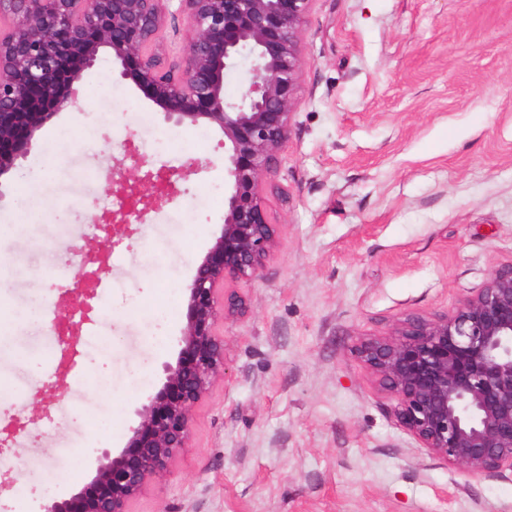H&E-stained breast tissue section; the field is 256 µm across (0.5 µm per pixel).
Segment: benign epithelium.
Returning a JSON list of instances; mask_svg holds the SVG:
<instances>
[{"label":"benign epithelium","mask_w":512,"mask_h":512,"mask_svg":"<svg viewBox=\"0 0 512 512\" xmlns=\"http://www.w3.org/2000/svg\"><path fill=\"white\" fill-rule=\"evenodd\" d=\"M166 0H0L9 20L0 36V176L28 155L36 133L73 104V86L106 52L119 76L145 90L164 121L207 124L224 136V224L188 287L175 363L136 410L126 446L101 452L94 475L67 499L45 498L41 512H127L149 481L162 482L188 447L192 411L224 375L218 318L246 303L219 288L255 281L277 246L278 224L265 191L291 135L299 104L303 31L314 0H180L186 44L168 62L156 51ZM246 58L237 101L224 97V75ZM122 186L125 203L96 223L102 242L141 218L138 205L168 200L180 171L145 168L135 153ZM103 270L96 254L74 271L90 296ZM76 324L54 322L62 352ZM356 352L397 424L430 454L468 476L512 472V263L452 312L398 323L360 340Z\"/></svg>","instance_id":"7a95c632"}]
</instances>
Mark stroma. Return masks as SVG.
<instances>
[{"mask_svg":"<svg viewBox=\"0 0 512 512\" xmlns=\"http://www.w3.org/2000/svg\"><path fill=\"white\" fill-rule=\"evenodd\" d=\"M303 48L267 193L277 250L261 280L235 285L246 313L217 324L225 373L192 411L189 448L128 510L512 512V474L468 476L420 448L355 351L360 337L452 311L512 263V0H315ZM117 70L101 54L70 111L0 176V316L43 304L41 327L0 332V373L22 388H0V410L41 431L0 478V512L68 498L103 449L125 446L176 360L188 287L224 222L221 132L165 122ZM131 145L157 165L203 166L108 259L101 326L80 325V364L66 369L39 353L77 302L63 252L101 247L83 227L118 207L105 189ZM27 211L37 221L20 225Z\"/></svg>","mask_w":512,"mask_h":512,"instance_id":"obj_1","label":"stroma"}]
</instances>
